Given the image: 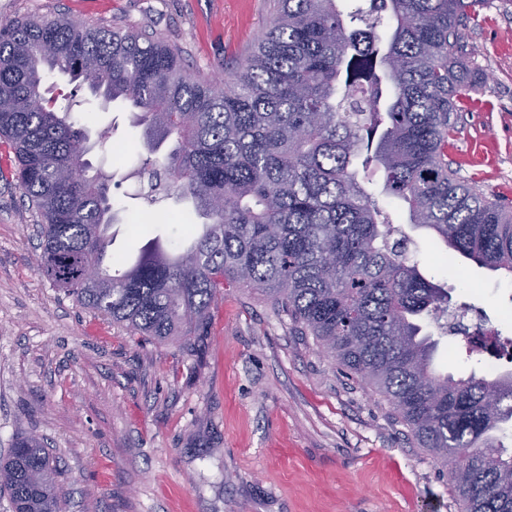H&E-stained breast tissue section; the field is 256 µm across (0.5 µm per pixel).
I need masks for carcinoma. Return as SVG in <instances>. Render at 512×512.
I'll return each mask as SVG.
<instances>
[{
	"instance_id": "carcinoma-1",
	"label": "carcinoma",
	"mask_w": 512,
	"mask_h": 512,
	"mask_svg": "<svg viewBox=\"0 0 512 512\" xmlns=\"http://www.w3.org/2000/svg\"><path fill=\"white\" fill-rule=\"evenodd\" d=\"M471 5L381 0L347 12L343 0H276L220 85L151 33L66 16L1 23L0 146L41 217L38 273L130 334L188 354L224 286L260 294L387 401L461 512H512V454L498 435L512 421V375L435 370L422 321L448 310V293L405 256L406 239L391 241L393 221L362 179L380 169L408 223L512 276V214L448 164L457 101L471 88ZM47 70L138 108L151 152L173 141L163 162H145V200L191 204L204 223L186 250L150 244L128 268L106 263L107 178L78 154L88 133L72 106L41 92ZM0 493L13 512H59L56 466L38 437L0 457Z\"/></svg>"
}]
</instances>
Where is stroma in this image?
I'll list each match as a JSON object with an SVG mask.
<instances>
[{"mask_svg": "<svg viewBox=\"0 0 512 512\" xmlns=\"http://www.w3.org/2000/svg\"><path fill=\"white\" fill-rule=\"evenodd\" d=\"M273 13V0H0V23L66 14L156 32L191 72L213 76L240 65ZM470 13L476 80L457 103L448 162L512 207V5L478 0ZM44 84L80 100L73 116L89 131L90 161L111 174L115 206L140 211L149 152L130 105H102L57 72ZM107 128L108 150L98 137ZM156 208L166 221L113 225L109 254L132 261L149 236L175 246L196 232L172 200ZM37 221L0 177V455L22 435L43 438L62 512H459L390 406L262 296L225 287L197 354L159 346L37 273ZM409 234L427 279L512 336L511 277L450 255L431 230ZM427 330L439 372L486 374L462 337Z\"/></svg>", "mask_w": 512, "mask_h": 512, "instance_id": "obj_1", "label": "stroma"}]
</instances>
